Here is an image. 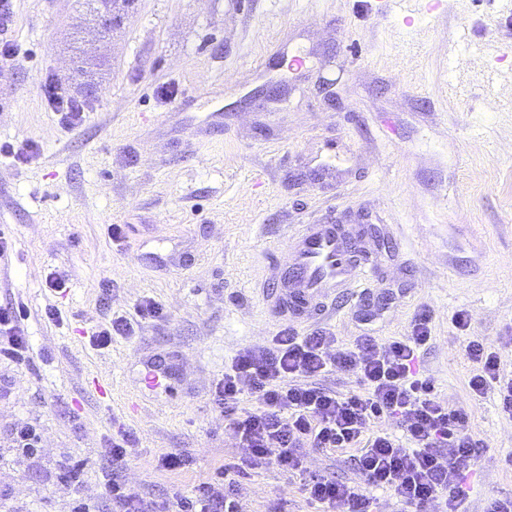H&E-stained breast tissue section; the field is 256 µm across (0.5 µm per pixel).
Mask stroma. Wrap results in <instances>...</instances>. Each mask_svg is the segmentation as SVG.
Returning a JSON list of instances; mask_svg holds the SVG:
<instances>
[{
    "label": "stroma",
    "mask_w": 512,
    "mask_h": 512,
    "mask_svg": "<svg viewBox=\"0 0 512 512\" xmlns=\"http://www.w3.org/2000/svg\"><path fill=\"white\" fill-rule=\"evenodd\" d=\"M418 7L135 0L102 35L90 0H11L7 37L25 60L0 66V149L14 148L0 152V306L25 307L29 352L0 359V512H113V477L147 497L190 490L238 451L209 398L225 360L283 329L404 336L422 311L423 374L485 442L465 512L512 497V417L472 399L465 354L480 339L512 372V12ZM297 53L306 64L289 69ZM49 77L85 100L82 126L58 124ZM330 223L365 228L368 290L300 318L273 312L289 231ZM54 269L65 293L46 286ZM146 300L162 317L137 316ZM115 313L132 336L96 348L92 329ZM149 365L165 388H139ZM25 423L41 435L30 456L11 446ZM119 429L133 443L114 464L104 448ZM174 451L190 466L161 469ZM305 466L243 481L240 512H316L305 476L359 479L349 448L309 451Z\"/></svg>",
    "instance_id": "obj_1"
}]
</instances>
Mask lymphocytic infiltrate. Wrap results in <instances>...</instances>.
<instances>
[{
	"mask_svg": "<svg viewBox=\"0 0 512 512\" xmlns=\"http://www.w3.org/2000/svg\"><path fill=\"white\" fill-rule=\"evenodd\" d=\"M430 339L422 314L410 335L384 343L366 333L343 345L326 330L303 336L282 330L238 351L211 393L239 441L234 459L209 480L160 502L110 480L113 503L119 512H239V486L252 473L302 470L309 448H353L363 485L307 480L306 495L320 512H374V488L393 491L401 512H428L436 500L446 512H461L465 481L484 442L471 433L465 409L438 401L431 380L422 377L420 357ZM26 350L21 311L0 307V357L20 360ZM466 355L473 364L472 396L495 395L500 410L512 416V375L502 373L497 351L472 339ZM335 369L354 376L357 389L339 393L324 387L321 377ZM246 394L256 409L242 407ZM385 415L398 420L404 439L377 428Z\"/></svg>",
	"mask_w": 512,
	"mask_h": 512,
	"instance_id": "1",
	"label": "lymphocytic infiltrate"
}]
</instances>
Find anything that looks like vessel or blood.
<instances>
[{
	"mask_svg": "<svg viewBox=\"0 0 512 512\" xmlns=\"http://www.w3.org/2000/svg\"><path fill=\"white\" fill-rule=\"evenodd\" d=\"M290 276L278 296L281 312L302 316L322 309L343 291L366 287L374 266L367 251L353 247L351 231L341 224H301L289 233Z\"/></svg>",
	"mask_w": 512,
	"mask_h": 512,
	"instance_id": "obj_1",
	"label": "vessel or blood"
}]
</instances>
